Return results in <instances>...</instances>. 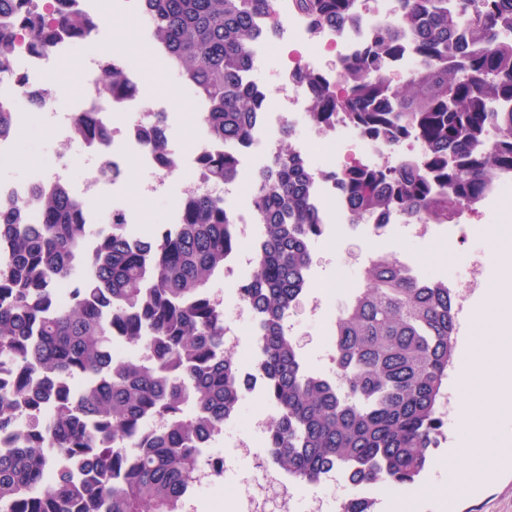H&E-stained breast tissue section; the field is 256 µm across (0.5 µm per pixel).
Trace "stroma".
Listing matches in <instances>:
<instances>
[{"mask_svg":"<svg viewBox=\"0 0 512 512\" xmlns=\"http://www.w3.org/2000/svg\"><path fill=\"white\" fill-rule=\"evenodd\" d=\"M113 20L126 32L121 50L141 60L140 95L161 99L169 104L175 119L167 125V136L184 150H191L198 134L196 125L189 120L197 104L192 88L144 39L147 26L140 14H117ZM44 132L41 126H30L19 131L12 156L0 162V180L24 179L43 163L46 156L71 152L69 143L45 138ZM141 178L140 170L132 165L127 166L119 179V191L125 204L131 205L138 217L142 237L150 238L162 228L161 222L169 209L170 196L186 194L190 185L186 176L182 175L169 181L167 193L145 196L138 190ZM482 228V233L463 239L452 250L434 235L422 239L402 238L396 227L390 229L387 235L372 240L335 241L324 236L314 239L310 250L319 268L317 276L320 283L315 286L312 298L319 301L320 308L314 313L302 308L294 314L299 323L308 365L321 369L328 365L325 338L345 302L338 287L344 284L353 291L366 284L368 264L354 259L355 254L363 249H378L395 256L410 254L426 270L453 273L463 283L470 278L472 260L485 258L482 275L486 286L472 292L471 308L486 307L495 293L500 296L501 308L512 307V297L507 299L503 296L505 289H512V277L508 276L501 263L491 258L495 238L512 240V223H502L498 212L493 211L484 217ZM261 409L260 397H243L239 402L237 420L223 426L228 445L222 450L226 460L224 480L215 490L219 497L231 498L239 485L260 475L253 457L234 455L230 443L239 436L249 434L250 422ZM442 431L445 439L431 449V465L423 479L409 487L396 486L379 491L376 495V512H512V461L501 466L493 459L475 460L473 467L482 474L483 482L477 488L463 487L462 483L453 481L448 472V450L460 441L461 433L450 420L445 421Z\"/></svg>","mask_w":512,"mask_h":512,"instance_id":"obj_1","label":"stroma"}]
</instances>
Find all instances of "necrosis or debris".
<instances>
[{
    "label": "necrosis or debris",
    "instance_id": "obj_1",
    "mask_svg": "<svg viewBox=\"0 0 512 512\" xmlns=\"http://www.w3.org/2000/svg\"><path fill=\"white\" fill-rule=\"evenodd\" d=\"M272 9L279 20L273 37L259 39L251 48L252 72L271 71L276 85L274 97L265 99L260 112L254 118L250 140L238 151V166L242 170L261 172L281 155L282 132L306 124L308 100L311 91L299 86L296 75L310 71L321 77L329 89H336L344 81L343 64L360 54L370 43L382 21L396 18L400 9L399 0H356L353 18L349 23L317 25L301 17L293 0H272ZM78 54L82 65V79L95 84L101 66L114 62L123 66L128 74H135L136 62L122 53L112 56L79 51L69 41L59 42L46 55L32 53L25 35L15 41L16 69L0 78V101L17 103L19 97L34 100L38 109L34 112L15 111L16 126L46 125L54 138L70 140L74 112H90L95 116L101 133L94 141H81L74 153L55 154L45 165L21 181H0V204L19 206L23 209L25 223L33 224L39 218L31 198L38 187L65 185L80 199L101 198L108 184L103 175L106 166L120 163H135L147 175L143 184L144 193L151 194L164 188L167 173L163 171L154 155L140 136L143 128L152 126L157 117L167 116V103L143 100L134 95L109 100L102 95L82 99L75 110L59 112L53 110L56 97L53 84L47 77L52 73L57 59ZM329 135L339 145L329 158L323 173L315 174L309 188L311 204L320 211L327 236L346 237L347 225L359 222L364 229L375 230L377 224L389 226L404 223L406 217L398 212L385 216L366 214L353 217L345 201L344 193L336 181L337 172L345 166L360 163L366 166H390L399 159L422 160L425 145L417 140L405 141L402 151L362 136L347 121L344 114H337ZM221 145L201 130L192 152H184L177 145H169L171 159L192 174L191 192L209 194L222 198L232 212L236 226L238 245L224 264V275L242 283L253 270L262 235L260 224L252 206L240 205L242 193H253L255 184L243 175L234 179L213 183L198 169L202 154L220 151ZM80 165L81 176L71 179L73 165ZM224 297L236 310L235 319L224 323V345L239 346L244 335L241 323H249L251 337H258L262 318L254 306L239 293L225 291ZM218 433H211L199 440L198 446L204 459L203 465L190 480L182 512H198L196 492L201 488L219 485L223 476L221 458L214 451ZM262 481L245 485L235 499L231 512H297V496L304 484L288 473L273 457L260 458Z\"/></svg>",
    "mask_w": 512,
    "mask_h": 512
}]
</instances>
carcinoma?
<instances>
[{
  "label": "carcinoma",
  "mask_w": 512,
  "mask_h": 512,
  "mask_svg": "<svg viewBox=\"0 0 512 512\" xmlns=\"http://www.w3.org/2000/svg\"><path fill=\"white\" fill-rule=\"evenodd\" d=\"M316 23L349 14L353 0H296ZM158 49L203 102L221 153L200 159L222 183L237 174L236 147L252 133L261 97L249 76L250 47L271 33L261 23L270 0H139ZM101 17L80 0H0V77L11 73L17 29L36 53L62 38L85 43ZM408 36L421 60L398 86L385 68ZM340 91L310 98L308 120L321 131L336 111L363 135L390 145L416 137L429 150L417 165L351 167L338 175L357 215L396 208L430 224L477 209L495 172L512 169V0H400L394 22L346 61ZM112 99L136 90L126 73L103 69ZM78 137L99 135L94 116L76 113ZM165 169L162 120L141 131ZM309 163L286 152L256 178L254 212L263 226L256 272L241 287L262 317L260 366L266 397L280 416L266 435L277 463L315 484L347 466L356 483H415L442 424L440 405L455 354V300L428 288L385 253L366 271L336 319L335 351L346 383L332 386L301 369L297 344L281 321L296 307L322 218L309 203ZM37 224L0 206V433L24 407L50 408L0 451V507L10 512H177L202 464L196 441L236 408L237 365L224 351V310L207 291L236 247L224 201L187 195L181 223L142 243L112 231L89 236L81 200L57 186L37 189ZM92 248H87L89 241ZM71 298L54 306L55 285ZM148 347L150 361L116 362L112 342ZM82 381L75 398L59 381ZM192 391L195 410L185 408ZM159 418L166 427L149 433ZM52 473L53 486L29 491Z\"/></svg>",
  "instance_id": "obj_1"
}]
</instances>
